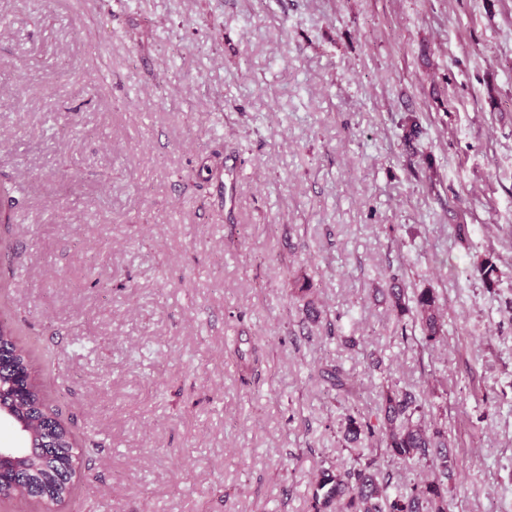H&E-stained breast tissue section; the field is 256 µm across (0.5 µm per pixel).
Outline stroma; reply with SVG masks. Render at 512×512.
<instances>
[{"label": "stroma", "mask_w": 512, "mask_h": 512, "mask_svg": "<svg viewBox=\"0 0 512 512\" xmlns=\"http://www.w3.org/2000/svg\"><path fill=\"white\" fill-rule=\"evenodd\" d=\"M1 173L0 321L98 443L64 512H311L329 365L447 424L449 512H512V0H0ZM386 290L391 310L397 315H411L412 328L419 324L426 346H433L440 341L444 333V323L433 289L413 291L409 295L408 288L393 279Z\"/></svg>", "instance_id": "1"}]
</instances>
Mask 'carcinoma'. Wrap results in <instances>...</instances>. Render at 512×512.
<instances>
[{
	"instance_id": "1",
	"label": "carcinoma",
	"mask_w": 512,
	"mask_h": 512,
	"mask_svg": "<svg viewBox=\"0 0 512 512\" xmlns=\"http://www.w3.org/2000/svg\"><path fill=\"white\" fill-rule=\"evenodd\" d=\"M391 310L408 314L419 326L429 346L440 341L444 323L433 289L408 292L399 281L387 288ZM0 343L9 346L8 355H0V377L11 380L17 368L28 365L27 352L18 345L7 324L0 326ZM321 376L343 399V441L353 450L350 464H339L318 470L311 508L313 512H448V490L456 471V458L448 446V430L442 423L425 422L424 404L410 389L390 387L375 418L350 410L349 404L359 394L358 384L334 366L321 371ZM24 409L27 425L36 434V447L27 467L11 465L0 478L12 487L6 493L15 497L24 490L32 496H43L51 488L50 498H62L67 473L76 471L88 449L75 446L70 429L58 413L45 404L36 386L17 392L4 390V402L11 396ZM421 465L423 479L405 486L393 482L388 467Z\"/></svg>"
}]
</instances>
